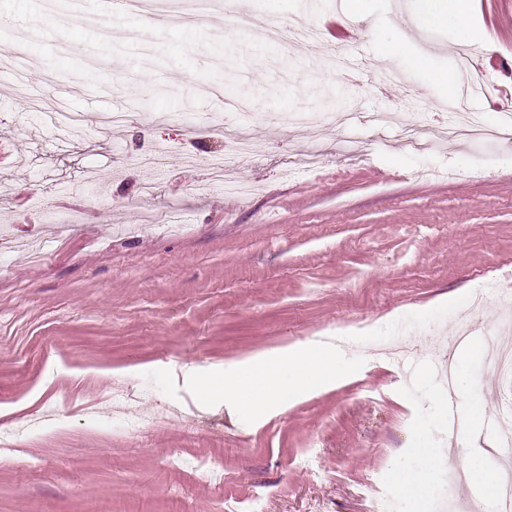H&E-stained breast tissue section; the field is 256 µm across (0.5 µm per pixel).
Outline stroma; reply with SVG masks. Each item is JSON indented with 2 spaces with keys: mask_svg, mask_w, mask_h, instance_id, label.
<instances>
[{
  "mask_svg": "<svg viewBox=\"0 0 512 512\" xmlns=\"http://www.w3.org/2000/svg\"><path fill=\"white\" fill-rule=\"evenodd\" d=\"M340 2L230 10L283 31L302 21L297 41L248 34L221 6L202 23L123 14L106 40L89 21L102 0H59L51 16L0 0V15L41 27L0 88V423L38 425L0 447V512H371L374 490L396 512H444L462 497L436 469L438 430L449 408L512 396V376L460 349L471 387L451 407L434 365L473 305V336L495 325L512 286V147L414 149L364 116L447 123L438 76L458 74L464 49L497 86L468 109L499 124L512 0H472L462 28L427 22L424 0H368L359 21ZM357 21L359 39L328 32ZM120 71L132 82L114 85ZM228 111L252 151L212 183L203 160L224 136L196 127ZM114 112L126 123L101 124ZM64 113L84 117L77 133ZM317 143L315 168L291 173ZM147 147L162 166L138 164ZM173 209L182 230H162ZM323 336L353 348L317 381L297 354ZM277 355L268 407L225 393L226 370ZM118 386L137 398L108 402ZM121 416L149 422L130 435ZM213 456L220 488L193 467Z\"/></svg>",
  "mask_w": 512,
  "mask_h": 512,
  "instance_id": "1",
  "label": "stroma"
}]
</instances>
